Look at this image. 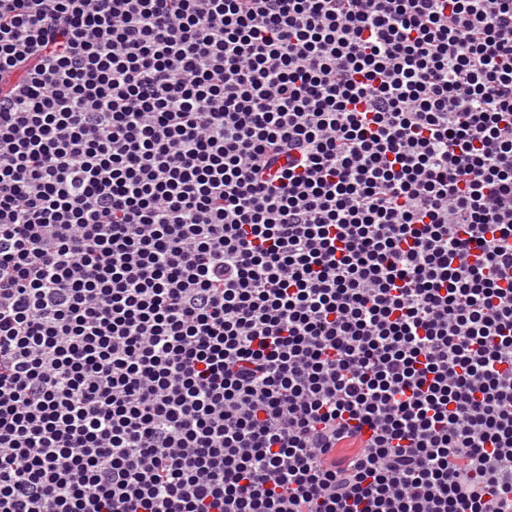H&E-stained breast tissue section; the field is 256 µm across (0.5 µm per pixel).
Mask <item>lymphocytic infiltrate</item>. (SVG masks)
<instances>
[{
	"instance_id": "obj_1",
	"label": "lymphocytic infiltrate",
	"mask_w": 512,
	"mask_h": 512,
	"mask_svg": "<svg viewBox=\"0 0 512 512\" xmlns=\"http://www.w3.org/2000/svg\"><path fill=\"white\" fill-rule=\"evenodd\" d=\"M0 512H512V0H0Z\"/></svg>"
}]
</instances>
